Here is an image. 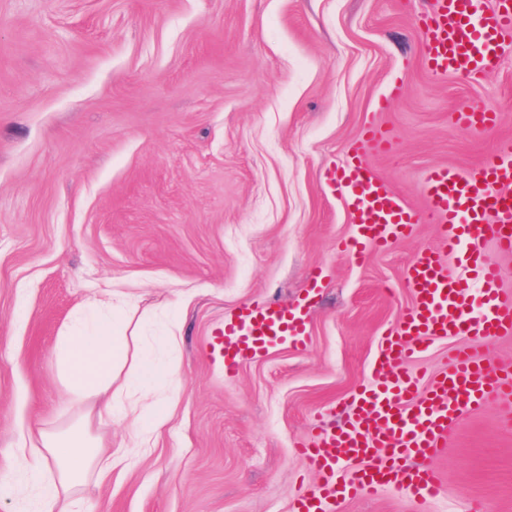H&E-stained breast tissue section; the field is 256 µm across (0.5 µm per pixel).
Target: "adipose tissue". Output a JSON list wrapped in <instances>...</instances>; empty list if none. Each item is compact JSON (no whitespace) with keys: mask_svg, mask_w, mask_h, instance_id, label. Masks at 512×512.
I'll use <instances>...</instances> for the list:
<instances>
[{"mask_svg":"<svg viewBox=\"0 0 512 512\" xmlns=\"http://www.w3.org/2000/svg\"><path fill=\"white\" fill-rule=\"evenodd\" d=\"M58 365L68 405L106 394L107 406H120L132 415L135 436L142 441L149 431L166 423L159 368L146 354H130L127 337L104 328L65 329ZM29 439L30 447L20 454L38 489L33 512H103L99 502L65 494L66 484L82 477L88 468V454L80 440L50 437L38 425L30 429Z\"/></svg>","mask_w":512,"mask_h":512,"instance_id":"adipose-tissue-1","label":"adipose tissue"}]
</instances>
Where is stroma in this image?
Masks as SVG:
<instances>
[{"label": "stroma", "instance_id": "obj_1", "mask_svg": "<svg viewBox=\"0 0 512 512\" xmlns=\"http://www.w3.org/2000/svg\"><path fill=\"white\" fill-rule=\"evenodd\" d=\"M423 0H0V468L29 425L84 428L102 454L129 423L68 408L59 336L95 294L131 295L118 329L169 362L168 423L77 495L106 512H293L320 476L296 451L372 375L433 225L356 264L329 176L366 125L394 150L367 165L414 208L436 166L512 139V47L481 77L426 69ZM401 93L390 98L391 86ZM496 126L455 125L461 109ZM308 343L228 372L215 339L240 306L300 303ZM177 323L180 342L164 337ZM424 506L387 491L343 512H512V419L465 417Z\"/></svg>", "mask_w": 512, "mask_h": 512}]
</instances>
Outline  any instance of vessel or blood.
I'll list each match as a JSON object with an SVG mask.
<instances>
[{"label": "vessel or blood", "mask_w": 512, "mask_h": 512, "mask_svg": "<svg viewBox=\"0 0 512 512\" xmlns=\"http://www.w3.org/2000/svg\"><path fill=\"white\" fill-rule=\"evenodd\" d=\"M421 23L428 68L475 77L494 70L512 40V0H432ZM495 121V113L482 109L455 114L465 129H486ZM391 151L387 137L363 129L347 165L331 175V189L357 226L340 250L361 264L369 252L410 237L419 224L436 225L441 245L420 250L410 261L405 285L411 304L381 339L374 381L350 394V419L337 430L319 432L314 444L299 446L322 481L297 498L294 512H336L351 497L389 488L415 503L430 502L442 489L434 462L465 415L493 400H512V371L479 353L485 340L512 334V294L499 288V269L483 250L489 241L499 252L512 253V141L468 172L430 169L425 205L418 211L365 163L369 154ZM306 316L302 304L241 307L227 319L219 344L225 371L274 344L304 345ZM458 336L469 337V345L457 349L448 368L420 390L410 363L428 340ZM343 460L359 463L347 479L336 474Z\"/></svg>", "instance_id": "obj_1"}]
</instances>
